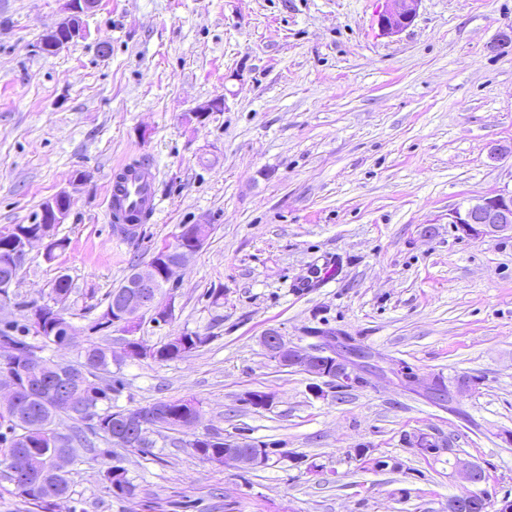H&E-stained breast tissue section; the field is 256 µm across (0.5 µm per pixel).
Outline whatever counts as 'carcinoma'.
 I'll use <instances>...</instances> for the list:
<instances>
[{"label":"carcinoma","mask_w":512,"mask_h":512,"mask_svg":"<svg viewBox=\"0 0 512 512\" xmlns=\"http://www.w3.org/2000/svg\"><path fill=\"white\" fill-rule=\"evenodd\" d=\"M15 242L9 238H0V279L15 275L11 265V252ZM32 304L20 305L21 320H15L0 327V350L8 349L13 360L21 363L29 356L46 350L51 351L67 345L72 325L61 311H47L41 330L32 334L30 311ZM207 341V337L196 332L182 333L171 337L159 346H149L139 342L140 353L152 357L154 363H166L181 360L196 351ZM112 351L99 342L92 341L82 354L85 375L78 378L74 374V365L58 360L53 355L44 358V367L36 379L37 389L27 392L23 378H18L16 386L14 423L8 424L0 416V464L6 463L12 455H22L35 463L34 478H18L12 493L30 504L37 512H54L55 501L71 497L70 472H56L52 468V456L60 448L51 444L49 432L66 426V437L70 447L82 445L94 448L105 445L99 456L103 469L101 481L109 494L118 497L133 495L135 486L128 475V469L112 460L119 457L118 450H137L155 447V440L149 435H140L130 422L119 418L122 409L112 404L119 389L105 385L103 381L112 374ZM84 389L89 401L95 407L91 413L80 414L65 403L67 396ZM159 417L152 422L153 432L177 434L180 426L194 414V406L182 399L158 401ZM121 430L131 446L127 447L112 439V432ZM185 446L195 449L194 455L205 460L224 454V445L209 442L198 448L191 440ZM449 500L456 503V512H487V507L469 496L454 495Z\"/></svg>","instance_id":"cac0c4a2"}]
</instances>
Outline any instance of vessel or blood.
<instances>
[{
	"label": "vessel or blood",
	"mask_w": 512,
	"mask_h": 512,
	"mask_svg": "<svg viewBox=\"0 0 512 512\" xmlns=\"http://www.w3.org/2000/svg\"><path fill=\"white\" fill-rule=\"evenodd\" d=\"M109 217L115 224H145L160 209L156 169L147 163L116 166L108 181Z\"/></svg>",
	"instance_id": "b4317fda"
}]
</instances>
